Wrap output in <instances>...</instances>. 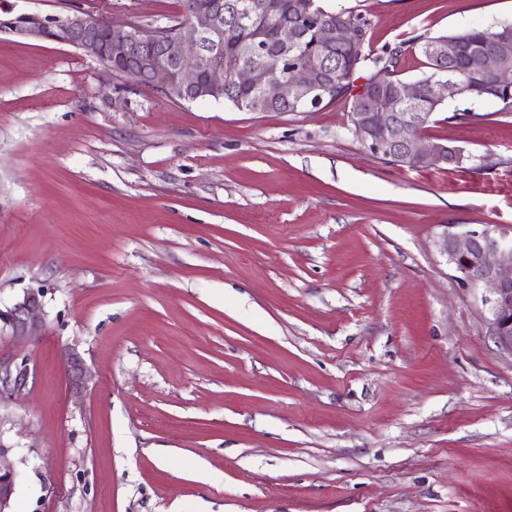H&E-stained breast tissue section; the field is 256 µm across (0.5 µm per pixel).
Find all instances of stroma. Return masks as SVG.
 I'll use <instances>...</instances> for the list:
<instances>
[{
  "instance_id": "1",
  "label": "stroma",
  "mask_w": 512,
  "mask_h": 512,
  "mask_svg": "<svg viewBox=\"0 0 512 512\" xmlns=\"http://www.w3.org/2000/svg\"><path fill=\"white\" fill-rule=\"evenodd\" d=\"M380 54L496 31L512 0H325ZM165 26L181 0H0ZM446 103L456 165L402 168L348 103L175 101L0 29V312L44 329L0 395L13 512H512V355L437 246L512 228V112ZM75 350L90 372L67 377ZM42 309L40 292L31 290L12 309L5 314L0 313V320H5L9 335L15 341H27L41 333Z\"/></svg>"
}]
</instances>
